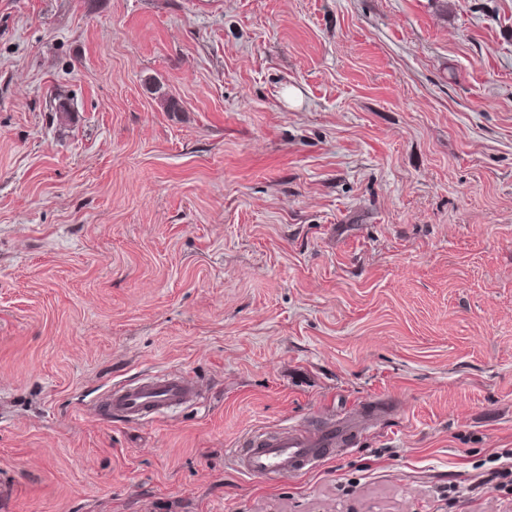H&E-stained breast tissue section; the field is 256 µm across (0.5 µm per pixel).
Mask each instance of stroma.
<instances>
[{
  "label": "stroma",
  "mask_w": 512,
  "mask_h": 512,
  "mask_svg": "<svg viewBox=\"0 0 512 512\" xmlns=\"http://www.w3.org/2000/svg\"><path fill=\"white\" fill-rule=\"evenodd\" d=\"M172 369L169 417L90 414ZM381 404L306 476L228 455ZM0 486L512 512V0H0Z\"/></svg>",
  "instance_id": "35a3bbf8"
}]
</instances>
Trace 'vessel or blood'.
Wrapping results in <instances>:
<instances>
[{"mask_svg":"<svg viewBox=\"0 0 512 512\" xmlns=\"http://www.w3.org/2000/svg\"><path fill=\"white\" fill-rule=\"evenodd\" d=\"M195 382L180 371L155 373L137 381L115 384L94 409L99 418L119 416L132 422L154 421L190 403ZM365 416L320 428L281 426L252 430L232 457L242 472L277 480L308 472L334 449L354 443Z\"/></svg>","mask_w":512,"mask_h":512,"instance_id":"1","label":"vessel or blood"}]
</instances>
